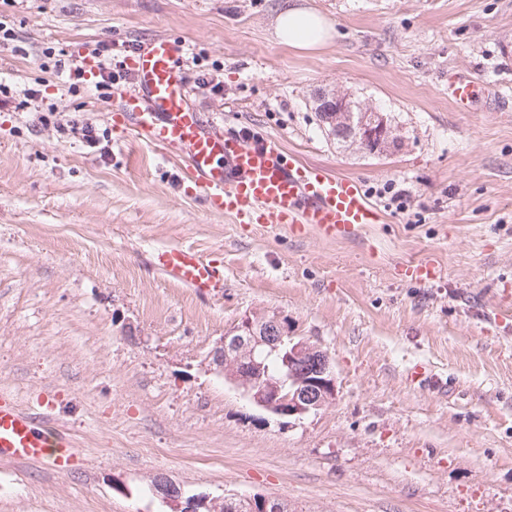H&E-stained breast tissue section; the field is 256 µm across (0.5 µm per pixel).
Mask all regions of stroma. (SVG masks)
I'll return each mask as SVG.
<instances>
[{
	"mask_svg": "<svg viewBox=\"0 0 512 512\" xmlns=\"http://www.w3.org/2000/svg\"><path fill=\"white\" fill-rule=\"evenodd\" d=\"M288 1L0 0L15 31L0 44V392L77 449L64 473L0 462V512H171L160 474L288 512H512V0H292L334 27L311 50L275 34ZM154 38L220 81L188 83L198 111L356 178L384 222L329 242L210 212L181 188L182 160L116 143L119 94L69 91L44 64L49 47ZM457 77L473 111L448 98ZM322 89L386 112L401 148L337 144ZM72 120L107 152L63 138ZM389 182L400 202L379 197ZM173 245L221 261L223 295L158 270ZM426 259L436 281L401 274ZM252 312L328 353L332 404L282 418L225 383L213 352ZM417 363L447 390L412 384ZM475 94V87L471 81L458 77L448 85V96L462 111L470 112Z\"/></svg>",
	"mask_w": 512,
	"mask_h": 512,
	"instance_id": "35a3bbf8",
	"label": "stroma"
}]
</instances>
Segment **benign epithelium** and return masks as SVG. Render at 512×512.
Masks as SVG:
<instances>
[{
	"mask_svg": "<svg viewBox=\"0 0 512 512\" xmlns=\"http://www.w3.org/2000/svg\"><path fill=\"white\" fill-rule=\"evenodd\" d=\"M316 111L329 132L350 146L369 154H384L399 146L394 127L376 106L351 102L336 91L315 97ZM277 354L285 371L271 377L265 362ZM214 363L226 382L243 390L255 406L272 414L299 419L330 405L336 397V379L329 355L306 338L290 335L288 319L277 314L243 316L214 351ZM154 489L174 512H215L219 499L207 495L183 497L176 483L159 477ZM279 512L277 500L261 495L224 497V510L246 508Z\"/></svg>",
	"mask_w": 512,
	"mask_h": 512,
	"instance_id": "7a95c632",
	"label": "benign epithelium"
}]
</instances>
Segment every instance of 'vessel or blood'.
Here are the masks:
<instances>
[{
  "instance_id": "vessel-or-blood-1",
  "label": "vessel or blood",
  "mask_w": 512,
  "mask_h": 512,
  "mask_svg": "<svg viewBox=\"0 0 512 512\" xmlns=\"http://www.w3.org/2000/svg\"><path fill=\"white\" fill-rule=\"evenodd\" d=\"M179 51L174 42L158 38L126 55L124 65L136 85L124 94L119 129L146 145L176 150L185 161L183 185L202 197L210 211L239 224H286L298 234L313 230L326 240L383 223V213L355 178L303 165L271 139L246 141L205 119L186 97ZM474 94L467 79L448 85L449 98L462 111L470 110ZM153 263L201 294L224 286L223 264L192 247L158 249ZM74 448L69 434L0 397L1 461L47 462L62 473Z\"/></svg>"
}]
</instances>
